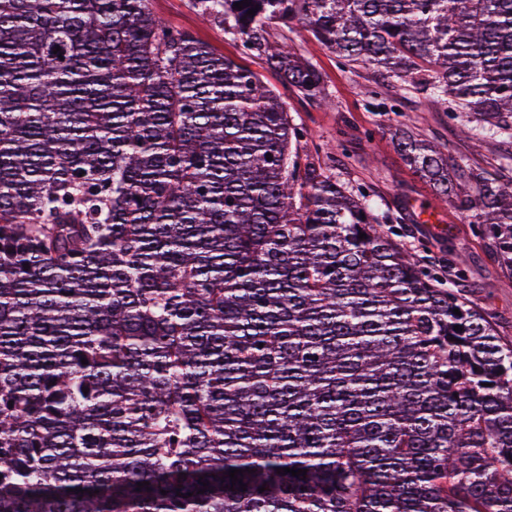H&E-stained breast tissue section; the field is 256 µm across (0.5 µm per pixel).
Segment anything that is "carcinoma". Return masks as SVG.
<instances>
[{
	"label": "carcinoma",
	"mask_w": 512,
	"mask_h": 512,
	"mask_svg": "<svg viewBox=\"0 0 512 512\" xmlns=\"http://www.w3.org/2000/svg\"><path fill=\"white\" fill-rule=\"evenodd\" d=\"M237 2L512 137V0ZM393 143L512 270V169ZM391 222L149 0H0V512H512V342Z\"/></svg>",
	"instance_id": "cac0c4a2"
}]
</instances>
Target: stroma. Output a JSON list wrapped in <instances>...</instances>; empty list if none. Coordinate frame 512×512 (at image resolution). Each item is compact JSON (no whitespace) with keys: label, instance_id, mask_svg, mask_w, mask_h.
<instances>
[{"label":"stroma","instance_id":"35a3bbf8","mask_svg":"<svg viewBox=\"0 0 512 512\" xmlns=\"http://www.w3.org/2000/svg\"><path fill=\"white\" fill-rule=\"evenodd\" d=\"M150 9L163 23L192 33L212 50L257 73L274 90L295 123L317 147L320 161L337 180L363 191L393 218L406 249L425 259L436 276L448 275V256L456 254L464 276L456 286L485 309L503 341H512V273L502 269L481 239L475 236L466 212L449 207L404 164L393 145L398 126L419 137L446 145L479 169L512 165V139L466 132L462 118L447 106L432 103L376 67L342 63L319 42L308 26L271 22L273 40L291 45L312 63L325 81L324 100L314 102L286 83L264 59L247 53L223 28L201 19L192 0H150ZM432 208L446 232L419 223L417 213Z\"/></svg>","mask_w":512,"mask_h":512}]
</instances>
